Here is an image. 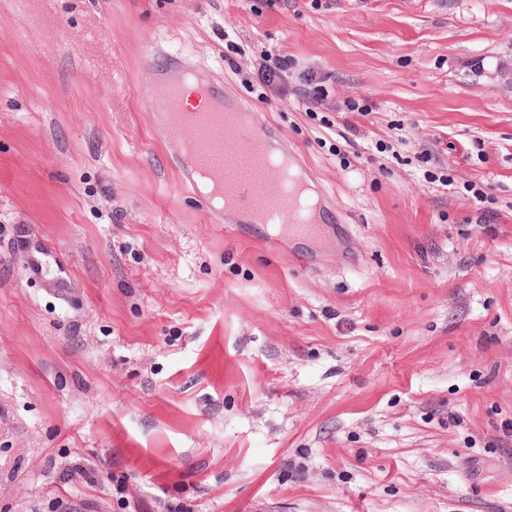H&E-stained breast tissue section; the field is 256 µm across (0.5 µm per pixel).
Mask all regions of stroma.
I'll use <instances>...</instances> for the list:
<instances>
[{"instance_id":"stroma-1","label":"stroma","mask_w":512,"mask_h":512,"mask_svg":"<svg viewBox=\"0 0 512 512\" xmlns=\"http://www.w3.org/2000/svg\"><path fill=\"white\" fill-rule=\"evenodd\" d=\"M151 49L320 236L210 222ZM0 512H512V0H0ZM291 63L286 58L269 56L266 53L255 58L250 81H256L261 87L275 92L278 96L288 97V68Z\"/></svg>"}]
</instances>
